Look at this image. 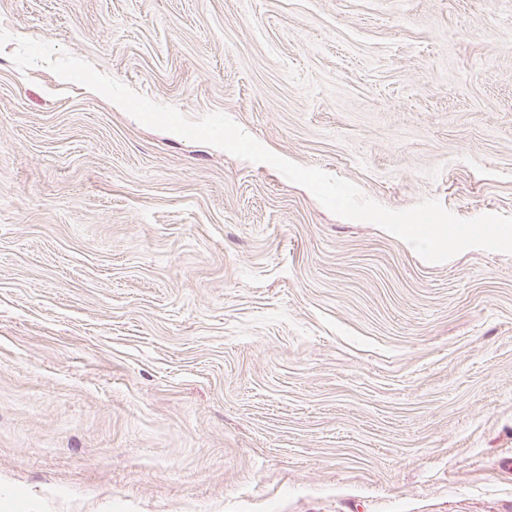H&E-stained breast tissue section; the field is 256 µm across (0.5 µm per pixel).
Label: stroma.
I'll list each match as a JSON object with an SVG mask.
<instances>
[{"mask_svg": "<svg viewBox=\"0 0 512 512\" xmlns=\"http://www.w3.org/2000/svg\"><path fill=\"white\" fill-rule=\"evenodd\" d=\"M0 31V512H512V254L427 263L10 58L512 215V0H0Z\"/></svg>", "mask_w": 512, "mask_h": 512, "instance_id": "35a3bbf8", "label": "stroma"}]
</instances>
